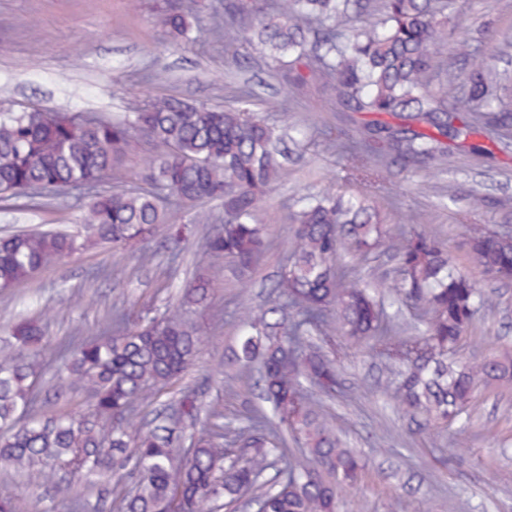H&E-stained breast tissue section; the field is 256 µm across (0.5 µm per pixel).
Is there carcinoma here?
Returning a JSON list of instances; mask_svg holds the SVG:
<instances>
[{"mask_svg":"<svg viewBox=\"0 0 512 512\" xmlns=\"http://www.w3.org/2000/svg\"><path fill=\"white\" fill-rule=\"evenodd\" d=\"M453 0H224L215 30L230 43L248 40L274 61L287 57L288 82L296 90L319 74L349 112L374 118L359 136L339 139L355 158L409 169L447 152L442 138L481 128L512 127V77L493 59L476 55L470 40L458 41L470 69L452 97L433 85L443 67L436 48L446 38ZM154 22L172 43L196 41L187 0H154ZM239 106L215 108L177 97L129 102L121 121L85 118L74 112L0 110V199L9 201L51 189L93 190L138 139L150 153L137 173L144 187L97 192L81 207L90 234L79 244L54 230L0 237V289L30 280L81 248L135 242L168 224L174 205L218 199L224 222L205 251L236 265L247 278L267 246L257 214L284 170L281 135L247 106L251 92L236 89ZM295 224L291 254L272 289L273 301L246 308L238 318L233 362L256 370L272 417L244 416L237 427L215 411L200 420L199 399L186 391L179 418L157 415L132 436L128 420L138 406L160 394L187 370L202 345L194 315L210 297L211 282L198 274L179 305L160 321L127 326L114 315L115 334L69 340L58 356L59 380H70L94 397L86 414L37 410L35 384L43 365L19 352L0 358V468L13 474L52 459L77 475L116 474L135 483L119 499L120 512H164L178 499L180 512H210L254 494L258 512H340L342 494L361 478L364 464L319 405L306 397L308 382L326 396L341 388L336 361L312 338L335 332L354 344H385L395 331L370 285L339 264L347 250L366 257L386 245L398 261L389 292L420 311L424 335L411 348L389 351L399 382L391 399L424 416L437 429L462 421L479 385L512 382V351L480 363L455 358L467 338L476 308L492 298L464 276L439 237L425 231L393 233L379 212L357 197L326 193L302 199L289 214ZM471 258L482 272L512 280V237L467 226ZM21 350L41 343L38 322L14 327ZM188 441L189 455L176 446ZM305 448L306 459L288 461L283 474L262 490L271 457L288 442Z\"/></svg>","mask_w":512,"mask_h":512,"instance_id":"1","label":"carcinoma"}]
</instances>
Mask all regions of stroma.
<instances>
[{"label":"stroma","mask_w":512,"mask_h":512,"mask_svg":"<svg viewBox=\"0 0 512 512\" xmlns=\"http://www.w3.org/2000/svg\"><path fill=\"white\" fill-rule=\"evenodd\" d=\"M195 3L202 33L195 46L182 49L167 46L148 7H133L131 0H0V109L116 116L132 99L166 95L221 108L232 104L239 82H249L251 109L298 133L287 167L258 214L269 229L268 249L246 281L232 263L209 257L204 242L224 209L207 201L203 207L211 223L196 225L180 246L159 230L132 249L105 244L79 250L34 279L0 291V354L11 349L8 325L24 316L42 324L47 342L39 356L47 361L62 340L99 333L115 310L147 320L162 317L201 267L213 286L211 305L199 319L202 350L164 399L195 389L203 413L219 408L231 420L260 407L254 381L228 382L216 369L229 364L239 312L269 299L294 235L289 214L296 200L325 190L364 194L405 233L438 234L454 262L492 297L493 306L477 312L459 357L477 363L512 347V282L485 275L472 261L464 234L468 224L512 234V132L471 136V144L482 148L478 154L449 145L441 164L428 170L355 165L324 133L359 126L363 115L342 111L323 82L309 94L293 92L281 66L245 42L229 44L210 33L224 0ZM506 32L512 33V0H456L440 55L461 73L459 37H472L481 55L494 58ZM47 228L85 239L78 201L44 193L0 206V236ZM145 251L154 255L147 266L139 262ZM323 349L340 361L343 383L342 395L324 406L367 462L361 489L346 495L342 512H512V384L479 386L466 425L442 432L418 427L390 399L392 376L377 350L351 347L340 337ZM38 391L47 413L86 412L92 405L81 387L56 391L48 375ZM50 472L45 464L22 476L0 471V489L17 496L26 512H70L74 493L82 497L79 512H117L118 492L103 480L91 485L74 477L64 495Z\"/></svg>","instance_id":"1"}]
</instances>
